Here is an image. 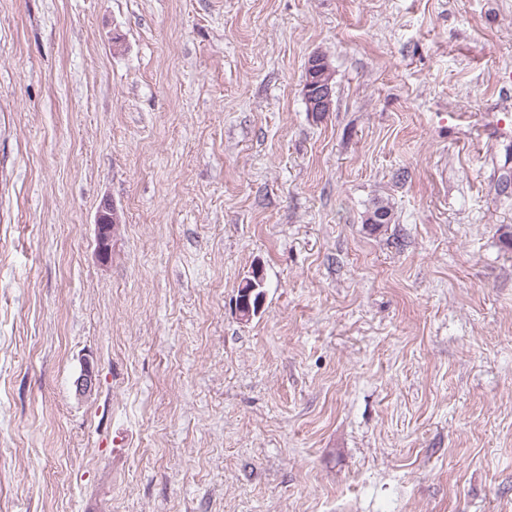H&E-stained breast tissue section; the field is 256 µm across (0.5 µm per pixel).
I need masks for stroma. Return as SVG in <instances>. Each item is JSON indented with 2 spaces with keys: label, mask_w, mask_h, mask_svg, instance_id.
<instances>
[{
  "label": "stroma",
  "mask_w": 512,
  "mask_h": 512,
  "mask_svg": "<svg viewBox=\"0 0 512 512\" xmlns=\"http://www.w3.org/2000/svg\"><path fill=\"white\" fill-rule=\"evenodd\" d=\"M0 512H512V0H0ZM305 94L309 100L310 112H324L331 105L332 91L329 85H310L305 86ZM305 97L306 109L309 112V106ZM118 216L114 209L106 208L97 221V233L95 239V252L101 262H108L112 258V239L116 233ZM251 276L253 279H247L244 281L239 289L238 299L235 302V308L242 320L249 321L260 311L265 293L262 290L263 287V276L259 269L252 270ZM245 284H249L247 288H244ZM240 297V298H239Z\"/></svg>",
  "instance_id": "35a3bbf8"
}]
</instances>
